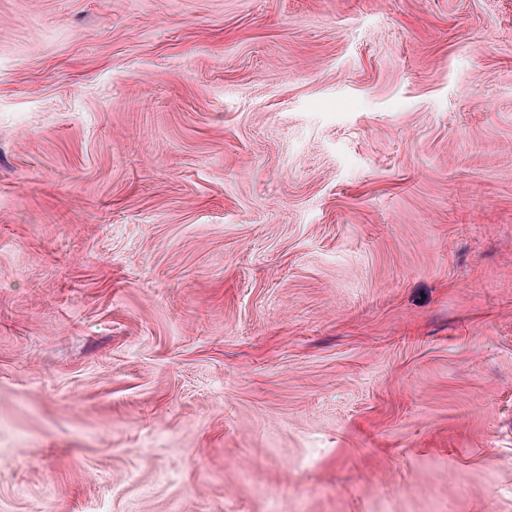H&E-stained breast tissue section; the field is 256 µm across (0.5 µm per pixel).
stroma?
Returning a JSON list of instances; mask_svg holds the SVG:
<instances>
[{"mask_svg": "<svg viewBox=\"0 0 512 512\" xmlns=\"http://www.w3.org/2000/svg\"><path fill=\"white\" fill-rule=\"evenodd\" d=\"M0 512H512V0H0Z\"/></svg>", "mask_w": 512, "mask_h": 512, "instance_id": "35a3bbf8", "label": "stroma"}]
</instances>
